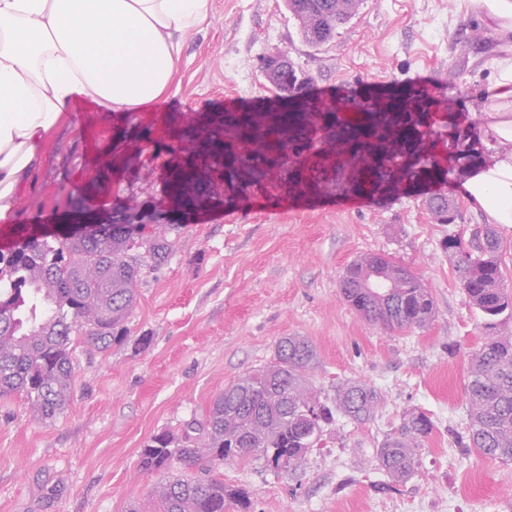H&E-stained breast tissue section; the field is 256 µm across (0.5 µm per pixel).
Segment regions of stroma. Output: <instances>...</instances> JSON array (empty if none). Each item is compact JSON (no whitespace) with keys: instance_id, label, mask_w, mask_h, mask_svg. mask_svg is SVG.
<instances>
[{"instance_id":"obj_1","label":"stroma","mask_w":512,"mask_h":512,"mask_svg":"<svg viewBox=\"0 0 512 512\" xmlns=\"http://www.w3.org/2000/svg\"><path fill=\"white\" fill-rule=\"evenodd\" d=\"M496 46L459 0H361L318 50L300 41L283 0H211L207 22L184 40L170 89L144 111L119 117L87 98L71 103L45 141L32 187L0 219V240L20 225L64 223L79 194L102 212L124 203L168 210L175 123L268 103L261 59L277 50L310 76V94L332 102L378 84L442 86L432 129L436 154L447 158L452 127L476 128ZM464 179L454 172L447 185L451 225L435 221L423 187L365 195L355 209L321 194L181 216L168 261L136 285L126 339L100 352L75 337L69 410L43 424L22 397L0 401V512H124L159 480L138 467L143 444L180 432L289 335L315 344L316 387L360 381L381 404L363 424L338 418L301 475L258 462L215 468L247 492L250 512H512V462L466 445L468 362L484 338L483 318L443 248L448 234L482 223L462 194ZM376 252L429 288L433 322L392 334L343 300L346 266ZM413 409L434 427L418 472L396 483L379 469L375 444Z\"/></svg>"}]
</instances>
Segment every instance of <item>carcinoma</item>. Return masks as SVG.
Wrapping results in <instances>:
<instances>
[{"label":"carcinoma","instance_id":"obj_1","mask_svg":"<svg viewBox=\"0 0 512 512\" xmlns=\"http://www.w3.org/2000/svg\"><path fill=\"white\" fill-rule=\"evenodd\" d=\"M284 3L312 49L333 42L358 7V0ZM264 75L284 107L219 113L205 127L190 128L172 145L176 154H191L172 168V199L188 207L200 199L232 207L255 194L349 195L367 184L382 193L424 182L446 184L455 170L479 159L469 148V133L456 127L448 143L453 165L441 169L431 131L423 128L425 113L401 111L400 95L317 103L303 112L292 100L306 93L310 79L292 60ZM426 206L438 223H454L449 197H431ZM134 219V211L119 207L110 224H76L54 234L21 225L14 244L0 251V400L21 395L36 420L52 422L71 399L73 337L87 336L101 352L124 339L142 271L166 261L181 229L163 223L161 213L139 231ZM504 248L489 224L472 230L467 240L450 233L444 243L485 331L469 364L467 447L510 462L512 338L502 335L501 327L512 317V290L503 284ZM339 287L362 318L390 332L422 328L435 317L428 288L386 253L350 263ZM316 360L307 337L284 336L268 365L225 386L181 434L151 437L140 449L139 467L163 479L151 490L146 512H226L230 507L249 512L247 493L212 477L214 467L261 461L296 476L336 417L369 421L380 403L377 390L346 380L326 393L313 383ZM432 430L427 413L411 410L383 435L375 457L392 481L404 482L415 473Z\"/></svg>","mask_w":512,"mask_h":512}]
</instances>
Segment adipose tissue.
Listing matches in <instances>:
<instances>
[{
  "label": "adipose tissue",
  "instance_id": "obj_1",
  "mask_svg": "<svg viewBox=\"0 0 512 512\" xmlns=\"http://www.w3.org/2000/svg\"><path fill=\"white\" fill-rule=\"evenodd\" d=\"M466 3L498 47L480 114L490 154L466 179L465 198L511 233L512 0ZM208 16L209 0H0V219L75 97L141 111L169 88L181 37Z\"/></svg>",
  "mask_w": 512,
  "mask_h": 512
}]
</instances>
